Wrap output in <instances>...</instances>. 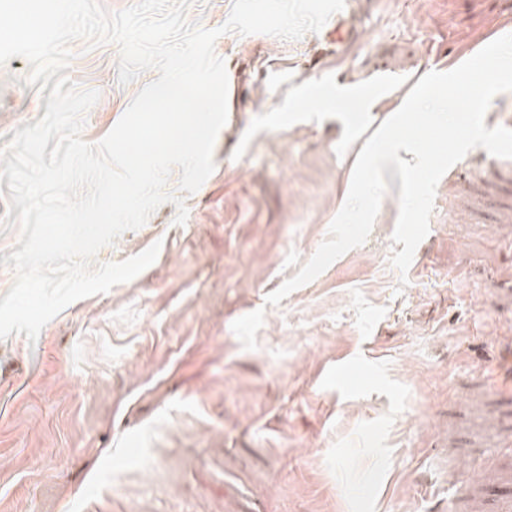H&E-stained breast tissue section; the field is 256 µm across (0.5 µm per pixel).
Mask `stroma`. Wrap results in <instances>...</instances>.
<instances>
[{
	"label": "stroma",
	"instance_id": "35a3bbf8",
	"mask_svg": "<svg viewBox=\"0 0 512 512\" xmlns=\"http://www.w3.org/2000/svg\"><path fill=\"white\" fill-rule=\"evenodd\" d=\"M512 0H350L362 32L324 81H395L389 118ZM297 40L227 33L228 120L215 169L103 247L117 262L161 242L130 282L78 300L35 343L0 340V512H512V159L475 148L436 188L407 273L391 266L400 180L366 242L280 305L266 297L326 239L348 191L362 105L300 108ZM69 77L100 97V142L135 94L119 51L70 46ZM30 64L0 66V146L47 110ZM264 310L259 346L231 325ZM140 453L116 462L128 435Z\"/></svg>",
	"mask_w": 512,
	"mask_h": 512
}]
</instances>
